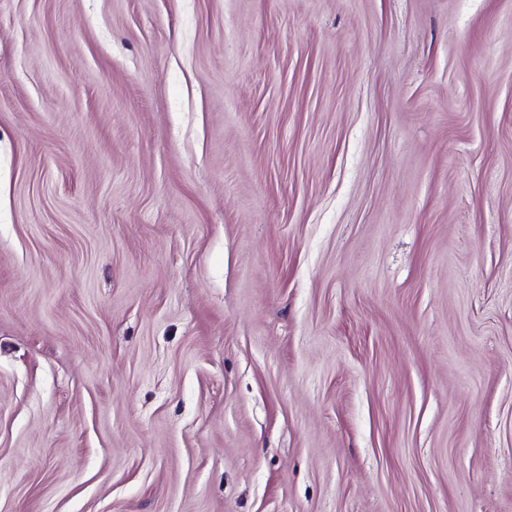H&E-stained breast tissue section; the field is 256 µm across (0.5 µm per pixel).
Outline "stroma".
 I'll return each mask as SVG.
<instances>
[{"instance_id":"stroma-1","label":"stroma","mask_w":512,"mask_h":512,"mask_svg":"<svg viewBox=\"0 0 512 512\" xmlns=\"http://www.w3.org/2000/svg\"><path fill=\"white\" fill-rule=\"evenodd\" d=\"M0 512H512V0H0Z\"/></svg>"}]
</instances>
